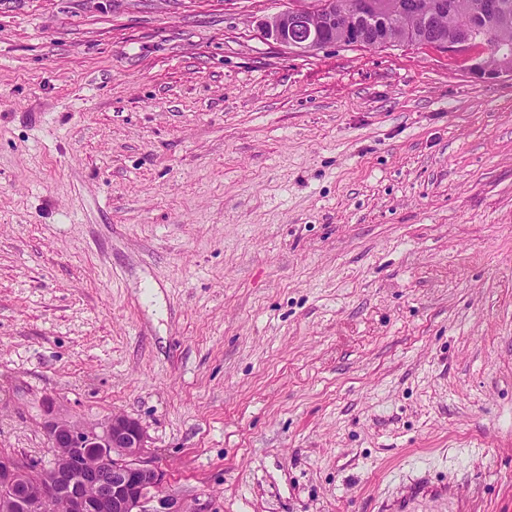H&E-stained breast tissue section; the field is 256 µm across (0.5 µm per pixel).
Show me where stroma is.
<instances>
[{
  "instance_id": "35a3bbf8",
  "label": "stroma",
  "mask_w": 512,
  "mask_h": 512,
  "mask_svg": "<svg viewBox=\"0 0 512 512\" xmlns=\"http://www.w3.org/2000/svg\"><path fill=\"white\" fill-rule=\"evenodd\" d=\"M291 5L0 0V455L52 398L205 512H512V78ZM350 2L352 0H342ZM389 0H354L347 11L339 9L336 0H321L313 7H289L288 10L265 18L261 29L266 39L298 52H310L327 44H336L348 38L350 22L359 17L382 16L388 11ZM345 20L344 33L336 39V21ZM331 30V39L323 33Z\"/></svg>"
}]
</instances>
